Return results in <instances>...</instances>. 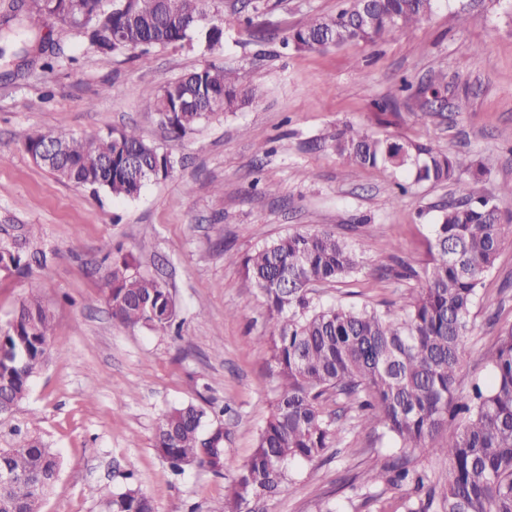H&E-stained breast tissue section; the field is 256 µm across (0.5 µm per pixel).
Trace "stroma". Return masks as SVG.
<instances>
[{"instance_id":"obj_1","label":"stroma","mask_w":512,"mask_h":512,"mask_svg":"<svg viewBox=\"0 0 512 512\" xmlns=\"http://www.w3.org/2000/svg\"><path fill=\"white\" fill-rule=\"evenodd\" d=\"M345 5L221 0L222 51L183 42L154 49L147 63L130 53L101 54L87 33L55 20L36 24L54 54H33L25 65L14 42L0 36V228L33 229L28 272H0V328L32 282L52 323L47 362L13 416L0 422V448L22 431L59 454L42 512H106L103 487L117 491L129 481L156 512H223L275 401L264 298L245 278L241 258L295 231H331L362 268L314 286V299L395 311L424 282L440 207L470 195L498 198L512 183V0H438L430 15L388 39L317 51L284 47L293 28ZM247 15L259 36L244 24ZM206 64L232 70L263 95L171 140L141 103ZM437 72L448 81L447 104L427 113L418 90ZM348 124L469 156L487 174L417 184L350 165L333 147ZM126 126L178 159L134 201L61 182L21 145L47 128L85 137ZM260 145L265 154H257ZM118 246L139 256L140 272L166 284L176 303L171 332L113 319L102 292ZM228 251L238 263L225 262ZM401 264L415 277H395ZM479 294L462 372L482 384L486 352L512 328V239ZM187 403L220 413V471L192 465L173 475L152 446L161 414ZM392 451L388 436L351 423L339 448L296 464L299 483L269 501L268 512H403L416 497L412 486L357 479Z\"/></svg>"}]
</instances>
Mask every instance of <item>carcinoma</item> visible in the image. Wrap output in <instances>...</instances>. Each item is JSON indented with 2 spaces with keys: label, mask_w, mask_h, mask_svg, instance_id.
Listing matches in <instances>:
<instances>
[{
  "label": "carcinoma",
  "mask_w": 512,
  "mask_h": 512,
  "mask_svg": "<svg viewBox=\"0 0 512 512\" xmlns=\"http://www.w3.org/2000/svg\"><path fill=\"white\" fill-rule=\"evenodd\" d=\"M436 0H348L334 18L317 17L297 27L287 43L319 50L373 42L428 16ZM21 20L61 21L90 32L102 54L119 55L184 40L199 41L208 52L223 49L224 30L216 0H21ZM448 84L434 78L421 90L427 111L441 105ZM239 88L232 71L205 65L167 83L144 110L156 115L173 139L201 121L235 112L260 97ZM29 153L46 152L42 167L57 179L115 199L134 200L152 181L148 170L175 158L147 142L134 126L90 137H67L52 129L24 140ZM336 152L360 167L382 166L414 175L416 181L455 183L483 168L465 155L448 154L428 143L390 141L346 125L336 132ZM512 236L499 202L470 199L441 210L429 241L431 266L424 287L402 312L324 306L310 296L315 283L357 273L361 261L345 241L329 231L293 232L245 257L247 280L260 290L268 311L269 350L276 368L275 402L260 428L253 452L224 498V512H267V502L294 481L291 464L312 462L341 440L352 419L379 427L398 448L380 470L362 475L365 484L387 477L414 484L417 499L405 512H512V328L489 351L487 384L463 393L460 364L469 317L480 285L494 267L503 240ZM27 267L24 252L0 245V263ZM40 288L33 284L0 333V420L11 417L25 399L32 377L48 359L51 323ZM103 299L112 317L126 327L164 332L175 303L156 277L142 274L133 255L112 259ZM336 408H327L328 402ZM208 413L194 404L166 411L153 434L155 451L174 474L184 466L216 468L224 441L207 430ZM414 453L447 464L431 479L411 467ZM60 460L41 440L24 435L0 448V474L21 480L4 492L12 512H41L54 487ZM108 512H155L138 488L104 489Z\"/></svg>",
  "instance_id": "cac0c4a2"
}]
</instances>
